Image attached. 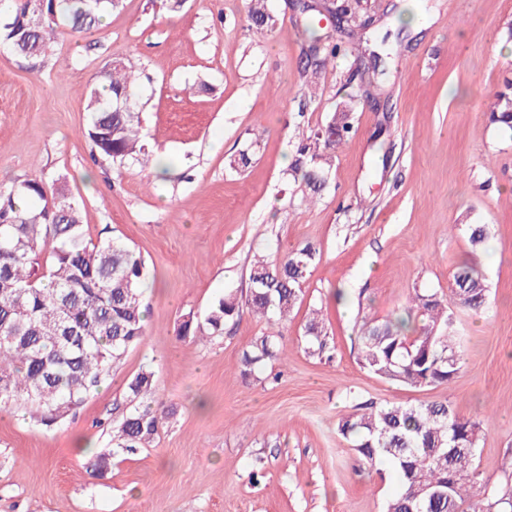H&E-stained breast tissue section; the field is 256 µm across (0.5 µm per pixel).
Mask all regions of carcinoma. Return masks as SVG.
Listing matches in <instances>:
<instances>
[{"label":"carcinoma","mask_w":512,"mask_h":512,"mask_svg":"<svg viewBox=\"0 0 512 512\" xmlns=\"http://www.w3.org/2000/svg\"><path fill=\"white\" fill-rule=\"evenodd\" d=\"M0 12V45L20 57L42 60L54 50L63 27L73 34L100 29L120 0H10ZM301 21L315 22L327 11L336 30L354 33L375 61L385 52L369 48L370 20L361 19L360 0L336 5L295 0ZM250 27L263 34L274 24L268 0H246ZM342 45L316 40L305 51L304 74L320 77ZM88 121L84 135L100 155L120 165H157L143 133L139 75L123 59L104 64L83 88ZM131 101L133 109L124 106ZM492 122L512 130V80L495 93ZM353 130L352 108L344 106L323 127L310 130L288 164V178L301 183L302 200L320 197L336 149ZM472 249L487 240V227L467 228ZM321 247L306 242L279 258L259 256L249 268L244 295L227 291L202 320L189 315L178 335L201 341L224 335L243 309L267 320L268 331L255 337L239 359L245 379L282 357L281 328L300 300L302 286L320 261ZM146 265L139 253L112 237L96 242L83 229L79 204L62 177L39 172L0 185V411L21 409L34 423L53 428L73 415L110 376L112 365L144 336L146 307L141 287ZM449 301L414 289L408 297L420 324L409 330L405 319L366 320L360 328L357 360L369 373L407 387L449 386L462 363L461 336L454 308L481 310L489 302L484 276L460 263L451 273ZM307 352H331L318 311L306 323ZM130 404L121 418L104 422L111 447L90 463L107 473L112 456L132 453L154 442L173 411L155 398L153 374L141 371L126 384ZM351 412L339 418V434L353 443L355 470L371 471L387 462L399 486L384 512H512V452L504 484L471 494L477 484V450L482 423L463 416L444 400L419 405L378 404L352 395Z\"/></svg>","instance_id":"1"}]
</instances>
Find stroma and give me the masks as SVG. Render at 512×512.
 Here are the masks:
<instances>
[{
  "instance_id": "obj_1",
  "label": "stroma",
  "mask_w": 512,
  "mask_h": 512,
  "mask_svg": "<svg viewBox=\"0 0 512 512\" xmlns=\"http://www.w3.org/2000/svg\"><path fill=\"white\" fill-rule=\"evenodd\" d=\"M275 24L248 28L244 0H122L102 30L58 38L44 64L0 47V184L36 172L65 177L89 239L109 235L143 257L145 336L112 367L75 416L48 429L0 412V512H383L394 469L355 474L337 421L351 393L379 403L449 401L481 420L478 488L505 478L512 448V131L489 105L512 77V0H362L397 48L379 106L354 59L338 55L309 95L306 37L288 0ZM131 59L148 81L138 107L159 174L96 156L84 135L82 88L108 61ZM352 103L354 131L336 151L315 205L301 201L285 161L308 130ZM250 148L252 165L231 168ZM489 228L485 250L465 229ZM322 247L283 327L287 357L242 378L241 352L268 325L251 312L200 344L177 330L225 291L248 287L255 252ZM468 262L490 288L488 307L460 315L462 366L450 387L409 388L360 368L366 319L387 320L421 288L448 296ZM320 310L332 359L310 356L304 326ZM153 372L174 408L151 447L85 468L86 441L109 445L126 383Z\"/></svg>"
}]
</instances>
